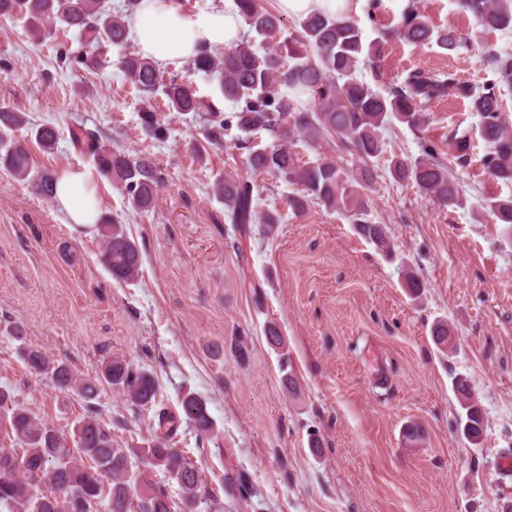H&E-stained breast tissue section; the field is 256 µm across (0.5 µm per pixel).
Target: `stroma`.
I'll list each match as a JSON object with an SVG mask.
<instances>
[{
    "mask_svg": "<svg viewBox=\"0 0 512 512\" xmlns=\"http://www.w3.org/2000/svg\"><path fill=\"white\" fill-rule=\"evenodd\" d=\"M437 28L475 38L449 53L382 39L378 68L361 76L379 91L416 69L450 72L479 84L491 78L486 51L512 54V30L478 34L459 0H417ZM83 43L57 29L35 38L25 19H0V106L59 132L55 148L30 143L35 166L52 173L92 167L73 135L88 129L101 144L148 158L164 182L147 212L134 209L99 178L101 213L123 225L141 253L139 276L114 280L99 259L96 229L61 221L54 202L0 167V386L41 421L71 436L86 404L29 371L28 347L94 375L119 358L152 372L158 398L174 411L180 396L207 401L213 433L181 425L172 447L199 469L209 502L200 512H505L512 475V233L482 210L485 199L512 196V183L480 163L478 116L446 97L428 107L418 130L395 122L388 153L419 156L433 143L451 157L454 136H470L468 165H451L462 202L443 206L411 182L394 181L379 161L371 217L385 225L391 255L358 236L343 211L308 202L283 179L251 174L229 128L207 145L203 121L169 109L165 97L139 96L111 48L107 63H75ZM158 119L148 132L142 109ZM251 176L262 225L225 223L214 186L225 174ZM424 288L410 296L404 270ZM446 320L455 338L440 351L431 328ZM284 339L271 346L268 325ZM20 328L15 340L12 328ZM292 373L296 393L284 386ZM468 378L485 431L470 443L456 424V377ZM99 418L115 446L141 447L155 435L156 411H132L104 387ZM418 424L423 436L404 435ZM320 450H312L311 438Z\"/></svg>",
    "mask_w": 512,
    "mask_h": 512,
    "instance_id": "35a3bbf8",
    "label": "stroma"
}]
</instances>
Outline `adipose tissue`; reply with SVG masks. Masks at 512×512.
Returning a JSON list of instances; mask_svg holds the SVG:
<instances>
[{
	"instance_id": "ef3b65f1",
	"label": "adipose tissue",
	"mask_w": 512,
	"mask_h": 512,
	"mask_svg": "<svg viewBox=\"0 0 512 512\" xmlns=\"http://www.w3.org/2000/svg\"><path fill=\"white\" fill-rule=\"evenodd\" d=\"M127 27L142 55L160 67L193 58L204 49L232 46L244 33L241 17L226 5L190 13L176 0H140ZM54 204L66 223L86 228L98 224L101 208L95 173L86 167L60 171Z\"/></svg>"
}]
</instances>
